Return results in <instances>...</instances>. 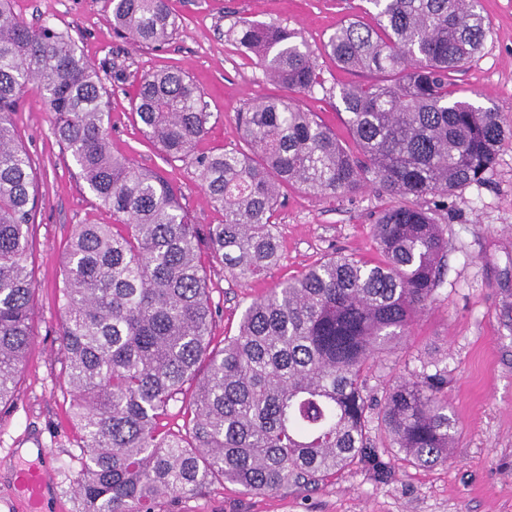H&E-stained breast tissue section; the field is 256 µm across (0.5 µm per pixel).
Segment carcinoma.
<instances>
[{"mask_svg": "<svg viewBox=\"0 0 512 512\" xmlns=\"http://www.w3.org/2000/svg\"><path fill=\"white\" fill-rule=\"evenodd\" d=\"M376 25L350 20L324 49L369 78L339 86L354 147L288 98L237 115L242 147L197 153L210 113L176 70L140 83L133 111L171 161L191 159L224 223H192L159 173L112 154L109 92L72 36L31 27L0 0V407L31 347L36 284L28 272L36 175L13 125L36 91L77 178L114 224H80L59 289V340L84 453V512H167L216 481L251 494L317 486L350 466L384 483L398 470L369 439L384 427L396 461L448 460L456 424L445 371L401 378L373 402L376 358L407 340L444 284L448 242L420 201L479 183L512 139L497 112L455 97L449 74L480 54L490 27L480 0H369ZM112 27L160 48L176 32L168 0H108ZM294 92L325 88L316 57L286 26L240 18L226 31ZM401 199L373 224L379 259L335 255L254 299L238 332L213 347L201 247L239 282L277 265L280 188L349 198L367 184ZM414 202H409V199ZM194 385L185 432H163L170 402Z\"/></svg>", "mask_w": 512, "mask_h": 512, "instance_id": "carcinoma-1", "label": "carcinoma"}]
</instances>
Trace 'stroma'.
<instances>
[{"label":"stroma","instance_id":"35a3bbf8","mask_svg":"<svg viewBox=\"0 0 512 512\" xmlns=\"http://www.w3.org/2000/svg\"><path fill=\"white\" fill-rule=\"evenodd\" d=\"M178 23L164 47H139L113 30L106 0H13L31 25L49 22L67 30L99 73L110 95L112 151L141 168L159 170L176 185L193 223L220 224L222 210L209 203L193 166L166 161L132 114L141 78L174 68L190 77L210 114L201 152L238 146L236 113L259 98L284 90L267 80L254 58L225 32L237 18L295 29L315 53L325 87L297 94L301 108L316 113L348 140L346 114L334 88L352 81L323 44L344 21L372 22L368 0H169ZM493 32L484 50L452 81L460 96L499 112L512 126V0H481ZM15 134L37 177L38 204L30 229L35 284L34 341L17 391L0 411V512L11 494L21 449H50L56 484L49 512H83L76 493L82 467L79 434L70 419L72 398L58 333L61 326V266L79 224H109L111 211L77 182L75 167L56 141L53 120L34 92L21 98ZM274 221L280 241L276 266L243 284L209 252L201 262L214 319V344L236 334L249 303L281 281L301 276L324 256L378 258L374 215L389 205L372 187L334 200L289 186ZM436 219L448 240L446 271L438 299L419 313L404 345L383 354L367 379L368 395L382 396L390 383L432 363L448 372V403L458 438L447 461L431 467L403 465L395 479L374 482L353 466L318 486H289L264 495L239 485L213 483L201 495L180 498L173 512H512V140L505 141L484 182L454 190Z\"/></svg>","mask_w":512,"mask_h":512}]
</instances>
